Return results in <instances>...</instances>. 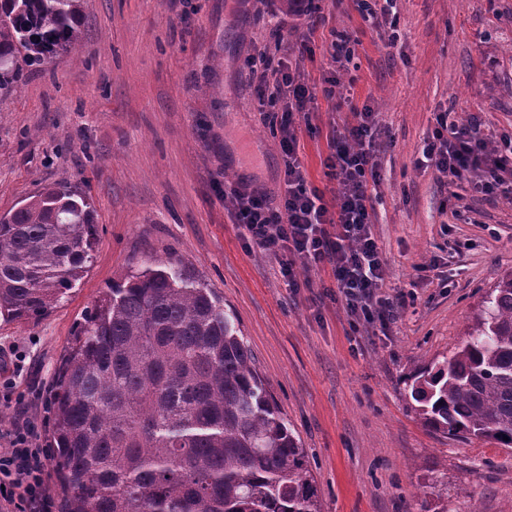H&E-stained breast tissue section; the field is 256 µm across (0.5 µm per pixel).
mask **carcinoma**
I'll list each match as a JSON object with an SVG mask.
<instances>
[{"instance_id":"cac0c4a2","label":"carcinoma","mask_w":512,"mask_h":512,"mask_svg":"<svg viewBox=\"0 0 512 512\" xmlns=\"http://www.w3.org/2000/svg\"><path fill=\"white\" fill-rule=\"evenodd\" d=\"M84 0H0V90L79 41ZM66 184L0 216V317L38 319L93 262ZM211 289L156 261L102 293L57 369L46 444L59 512H321L307 455ZM423 424L512 447V274L467 339L408 384ZM508 440H503V437Z\"/></svg>"}]
</instances>
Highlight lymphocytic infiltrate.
Here are the masks:
<instances>
[{
	"label": "lymphocytic infiltrate",
	"mask_w": 512,
	"mask_h": 512,
	"mask_svg": "<svg viewBox=\"0 0 512 512\" xmlns=\"http://www.w3.org/2000/svg\"><path fill=\"white\" fill-rule=\"evenodd\" d=\"M255 79L261 102L282 112L285 190L275 202L243 182L225 196V203L233 208L250 246L277 260L288 287H299L300 273L330 268L350 312L366 323L387 326L395 317V305L379 294L385 262L370 231L372 193L381 180L375 154L382 135L377 112L368 105L355 110L354 123L333 138L324 166L338 190L328 197L309 187L298 158L295 124L311 120V87L284 60L264 64ZM480 126L475 115L438 113L415 165L435 168L452 185L474 175L476 192L511 200L512 135L494 140ZM35 440V426L25 420L15 424L7 448L0 451V501L13 504L17 512H50L52 507L49 465Z\"/></svg>",
	"instance_id": "lymphocytic-infiltrate-1"
}]
</instances>
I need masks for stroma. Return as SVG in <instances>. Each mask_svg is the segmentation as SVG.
I'll list each match as a JSON object with an SVG mask.
<instances>
[{"label":"stroma","instance_id":"stroma-1","mask_svg":"<svg viewBox=\"0 0 512 512\" xmlns=\"http://www.w3.org/2000/svg\"><path fill=\"white\" fill-rule=\"evenodd\" d=\"M314 5L311 29L279 0H85L80 41L0 94V215L65 183L97 221L94 261L68 298L36 321L0 320V448L21 417L45 447L55 373L87 310L170 259L234 313L306 450L321 512H512V448L427 428L406 387L450 356L512 273V202L467 188L456 218L450 186L414 165L439 112L512 132V0H397L395 16L373 24L355 0ZM334 30L351 37L341 79L353 105L372 106L389 130L376 145L371 226L388 270L382 293L398 302L385 333L350 314L331 271L288 288L224 206L240 178L274 194L283 181L280 133L248 57L307 43L299 71L318 86ZM311 111L298 156L309 186L328 193L329 143L354 117L321 95Z\"/></svg>","mask_w":512,"mask_h":512}]
</instances>
